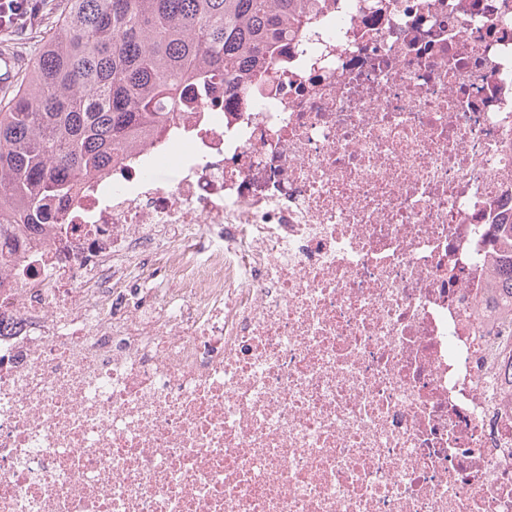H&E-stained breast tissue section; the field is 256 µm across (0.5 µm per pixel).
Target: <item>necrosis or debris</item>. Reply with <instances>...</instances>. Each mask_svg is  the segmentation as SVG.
<instances>
[{"mask_svg":"<svg viewBox=\"0 0 512 512\" xmlns=\"http://www.w3.org/2000/svg\"><path fill=\"white\" fill-rule=\"evenodd\" d=\"M58 211L0 289V512H512V0H317ZM499 224L502 239L500 254L494 263L495 274L486 294L475 305V312L491 309L485 314V331L482 336L500 333V329L512 326V217L503 218Z\"/></svg>","mask_w":512,"mask_h":512,"instance_id":"4bbe7bcc","label":"necrosis or debris"}]
</instances>
